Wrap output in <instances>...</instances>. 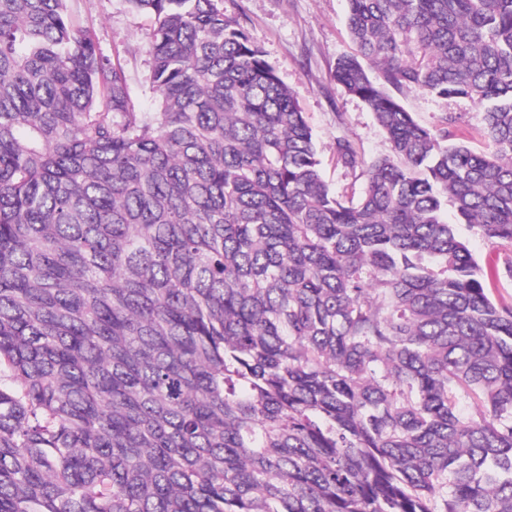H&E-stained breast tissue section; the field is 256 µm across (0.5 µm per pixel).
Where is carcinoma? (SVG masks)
I'll use <instances>...</instances> for the list:
<instances>
[{
  "instance_id": "obj_1",
  "label": "carcinoma",
  "mask_w": 512,
  "mask_h": 512,
  "mask_svg": "<svg viewBox=\"0 0 512 512\" xmlns=\"http://www.w3.org/2000/svg\"><path fill=\"white\" fill-rule=\"evenodd\" d=\"M127 3L154 112L0 0V512H512V306L447 219L512 244V0H348L358 195L223 0ZM404 107L412 112L416 121L424 127L435 126L444 113L454 112L462 117L461 130L471 148L481 150L483 112L480 106L469 99H437L419 92H408L401 96Z\"/></svg>"
}]
</instances>
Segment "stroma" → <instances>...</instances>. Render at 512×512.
Here are the masks:
<instances>
[{
    "instance_id": "obj_1",
    "label": "stroma",
    "mask_w": 512,
    "mask_h": 512,
    "mask_svg": "<svg viewBox=\"0 0 512 512\" xmlns=\"http://www.w3.org/2000/svg\"><path fill=\"white\" fill-rule=\"evenodd\" d=\"M78 11L85 23L95 27L100 50L120 55L141 111H155L145 38L148 18L131 12L125 0H81ZM346 11L347 0H224L225 14L248 28L293 92L312 130L324 178L339 192L351 186L363 190L365 180L337 161V140H350L368 161L390 151L385 133L364 102L332 78L337 58L354 50L345 27ZM401 100L416 121L428 128L445 113L461 115L469 146L483 149V112L473 101L437 99L413 91ZM458 232L484 270L503 268L512 260L511 244L485 238L465 224L459 225Z\"/></svg>"
}]
</instances>
